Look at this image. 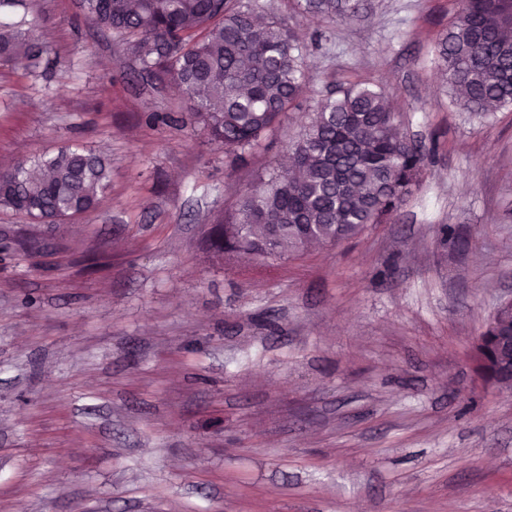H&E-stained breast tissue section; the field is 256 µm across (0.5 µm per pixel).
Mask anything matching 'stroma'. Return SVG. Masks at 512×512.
Instances as JSON below:
<instances>
[{
	"label": "stroma",
	"instance_id": "1",
	"mask_svg": "<svg viewBox=\"0 0 512 512\" xmlns=\"http://www.w3.org/2000/svg\"><path fill=\"white\" fill-rule=\"evenodd\" d=\"M250 2L293 23L310 89L385 91L423 181L355 238L225 262L214 228L307 111L230 164L80 0H0L46 48L0 61V162L77 143L112 169L90 212L0 207V512H512V390L472 360L512 298V108L451 103L456 0ZM360 0H305L306 10L319 13L329 18L352 17L360 9Z\"/></svg>",
	"mask_w": 512,
	"mask_h": 512
}]
</instances>
